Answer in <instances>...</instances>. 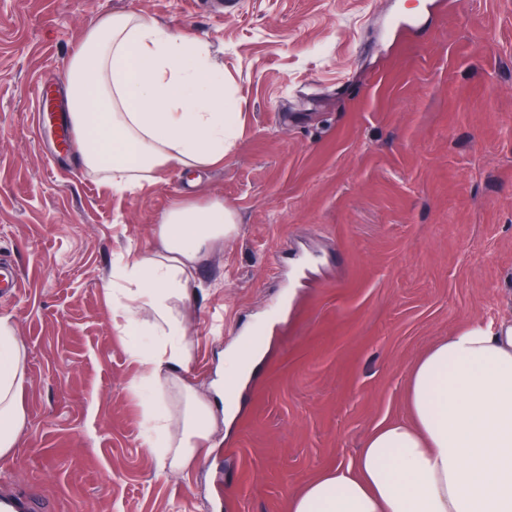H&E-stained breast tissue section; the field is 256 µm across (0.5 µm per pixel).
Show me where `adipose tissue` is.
Instances as JSON below:
<instances>
[{"mask_svg":"<svg viewBox=\"0 0 512 512\" xmlns=\"http://www.w3.org/2000/svg\"><path fill=\"white\" fill-rule=\"evenodd\" d=\"M67 110L75 157L113 189L163 169L204 170L224 160L239 134L224 99V75L207 47L127 12L91 26L72 53ZM237 229L222 201H173L142 252L109 286L121 335L144 368L145 443L162 470L181 471L209 440L210 407L186 378L191 342L177 302L194 292V271ZM22 349L0 317V457L24 422ZM408 417L381 424L352 465L307 482L289 512H512V322L471 321L412 366Z\"/></svg>","mask_w":512,"mask_h":512,"instance_id":"adipose-tissue-1","label":"adipose tissue"}]
</instances>
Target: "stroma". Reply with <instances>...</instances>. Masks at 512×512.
<instances>
[{
  "instance_id": "1",
  "label": "stroma",
  "mask_w": 512,
  "mask_h": 512,
  "mask_svg": "<svg viewBox=\"0 0 512 512\" xmlns=\"http://www.w3.org/2000/svg\"><path fill=\"white\" fill-rule=\"evenodd\" d=\"M132 12L205 44L240 134L188 186L122 192L54 152L38 83L63 93L82 34ZM417 26L401 29L400 12ZM236 233L179 310L188 379L251 366L216 401L207 452L161 471L144 442L141 368L105 288L158 244L186 194ZM0 297L23 351L24 422L0 488L55 512H288L406 415L416 359L471 320H512V0H0Z\"/></svg>"
}]
</instances>
